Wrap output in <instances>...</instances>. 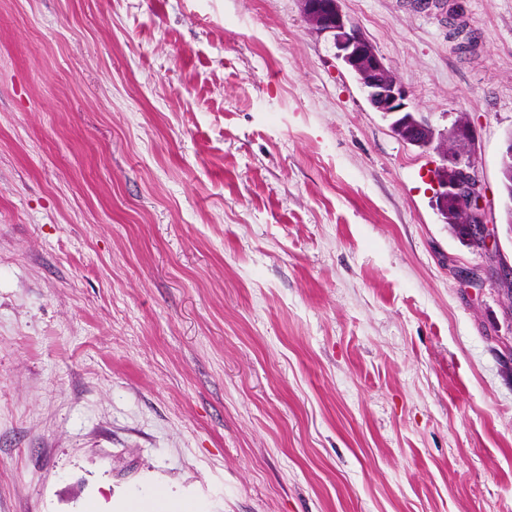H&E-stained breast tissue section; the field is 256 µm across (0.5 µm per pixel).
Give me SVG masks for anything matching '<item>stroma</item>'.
Listing matches in <instances>:
<instances>
[{
    "label": "stroma",
    "mask_w": 512,
    "mask_h": 512,
    "mask_svg": "<svg viewBox=\"0 0 512 512\" xmlns=\"http://www.w3.org/2000/svg\"><path fill=\"white\" fill-rule=\"evenodd\" d=\"M340 4L493 252L300 0H0V512H512V0ZM302 12L310 28L320 34H332L336 56L351 73L363 76L359 81L376 112L389 119L390 128L405 143H414L417 130L426 133L424 150L436 153L442 162L435 173L436 206L443 223L455 224L457 214L467 210L475 218L470 232L484 238L488 247L491 236L485 206V187L473 171L472 148L477 133L464 115L459 116L446 133L422 123L410 110L408 94L389 71L384 59L362 32L344 14L339 0H301ZM454 153H448L456 148ZM448 139V150L446 148ZM477 226V227H476Z\"/></svg>",
    "instance_id": "obj_1"
}]
</instances>
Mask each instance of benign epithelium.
<instances>
[{
  "label": "benign epithelium",
  "instance_id": "benign-epithelium-1",
  "mask_svg": "<svg viewBox=\"0 0 512 512\" xmlns=\"http://www.w3.org/2000/svg\"><path fill=\"white\" fill-rule=\"evenodd\" d=\"M302 12L310 28L333 36L336 56L348 71L361 77L360 86L375 111L389 119L390 128L405 143L414 142L420 129L426 133L425 150L436 153L441 166L435 173L436 206L444 222L454 224L457 214L466 210L475 221L470 232L489 242L485 206V187L473 171L472 148L477 133L464 115L458 117L447 132L438 135L422 123L406 103L408 94L401 82L389 71L384 59L362 32L344 14L340 0H301ZM453 138L458 149L448 152L446 139Z\"/></svg>",
  "mask_w": 512,
  "mask_h": 512
}]
</instances>
